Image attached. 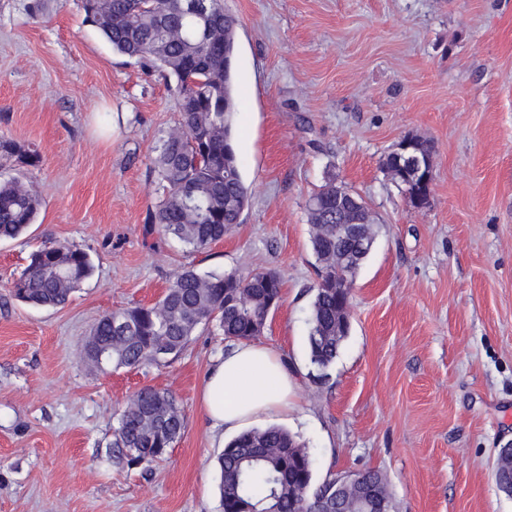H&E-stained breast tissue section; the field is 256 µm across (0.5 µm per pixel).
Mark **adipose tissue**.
I'll return each instance as SVG.
<instances>
[{"label":"adipose tissue","mask_w":512,"mask_h":512,"mask_svg":"<svg viewBox=\"0 0 512 512\" xmlns=\"http://www.w3.org/2000/svg\"><path fill=\"white\" fill-rule=\"evenodd\" d=\"M295 379L281 353L262 343H235L214 362L201 392L203 412L226 434L293 407Z\"/></svg>","instance_id":"obj_1"}]
</instances>
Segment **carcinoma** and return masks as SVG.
Instances as JSON below:
<instances>
[{"mask_svg": "<svg viewBox=\"0 0 512 512\" xmlns=\"http://www.w3.org/2000/svg\"><path fill=\"white\" fill-rule=\"evenodd\" d=\"M185 0H81L87 22L112 50L174 79L181 133L161 139L152 159L161 198L149 213L145 235L159 228L193 251L224 239L240 223L249 193L234 148L232 119L238 111L233 90L234 43L211 45L201 37L196 15ZM213 17L229 29L237 19L222 0H210ZM40 162L36 150L0 139V240L16 239L34 224L39 197L15 171ZM353 192L330 178L307 202L313 255L336 252V204ZM90 254L63 242L31 254L13 282L14 296L37 307H62L90 276ZM283 281L274 270L248 276L235 271L200 273L184 268L160 299L103 315L84 346L85 361L98 364V349L112 348L107 369L137 367L179 357L196 331L213 325L224 338L250 342L261 335L265 319L281 301ZM345 336L336 335V289L318 285L309 320L310 363L325 376ZM185 428L175 397L146 386L127 402L114 430L112 447L130 466L164 457ZM223 512H362L370 509L358 495L336 500V478L314 480L312 459L287 431L270 427L241 433L218 458ZM496 484L512 494V469L495 466Z\"/></svg>", "mask_w": 512, "mask_h": 512, "instance_id": "obj_1", "label": "carcinoma"}]
</instances>
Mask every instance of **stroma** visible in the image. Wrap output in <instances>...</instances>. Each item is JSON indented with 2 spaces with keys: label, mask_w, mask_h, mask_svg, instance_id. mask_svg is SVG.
Instances as JSON below:
<instances>
[{
  "label": "stroma",
  "mask_w": 512,
  "mask_h": 512,
  "mask_svg": "<svg viewBox=\"0 0 512 512\" xmlns=\"http://www.w3.org/2000/svg\"><path fill=\"white\" fill-rule=\"evenodd\" d=\"M235 30L234 117L249 205L202 251L144 233L151 159L178 125L165 78L112 52L81 0H0V138L37 150L28 234L0 241V512H222L200 391L227 348L199 330L165 366L106 373L83 344L106 312L154 303L186 266L276 270L283 298L259 341L298 380L294 408L255 426L303 444L316 480L374 469L391 512H512L493 477L512 442V0H223ZM433 147L417 210L382 164L403 138ZM376 221L350 329L325 377L307 336L318 283L307 201L328 176ZM82 245L92 275L61 308L17 300L31 253ZM145 386L185 429L158 463L112 448Z\"/></svg>",
  "instance_id": "35a3bbf8"
}]
</instances>
